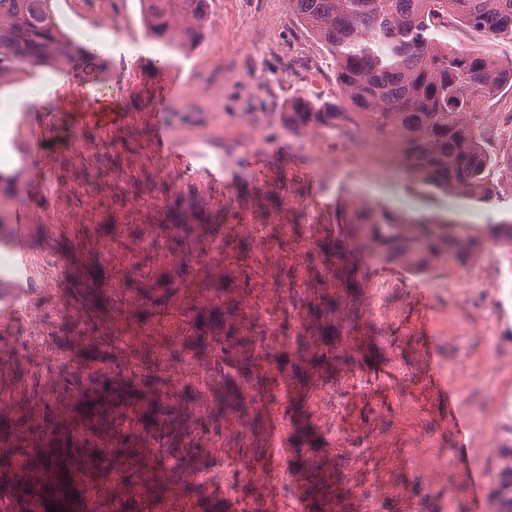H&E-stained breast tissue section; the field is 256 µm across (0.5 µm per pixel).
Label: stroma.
Returning a JSON list of instances; mask_svg holds the SVG:
<instances>
[{"label":"stroma","instance_id":"stroma-1","mask_svg":"<svg viewBox=\"0 0 512 512\" xmlns=\"http://www.w3.org/2000/svg\"><path fill=\"white\" fill-rule=\"evenodd\" d=\"M53 9L76 43L98 30L135 51L99 57L101 93L122 112L119 123L88 121L95 99L72 80L48 97L43 187L14 198L32 226L30 297L17 327L0 334V442L27 475L0 468V512H28V481L41 457L67 449L86 461L77 484L123 499L127 512H152L161 500L178 512H224L230 498L254 512H284L266 484L274 414L292 449L288 468L309 488V512H356L360 503L370 512H471L475 476L484 481L485 512H496L503 448L512 444V277L468 289L455 287L454 261L421 274L371 266L360 275L355 332L314 335L310 325L334 320L315 310L335 297L336 282L307 262L305 248L335 223L342 202L363 198L390 210L411 200L407 216L446 220L486 238L492 251L489 224L472 216L512 219V186H501L499 200L469 199L452 210L448 196L409 176L373 138L341 143L288 132L282 114L294 98L341 95L326 48L286 0H211L210 11L224 13V37L205 35L186 57L151 44L140 0H55ZM440 38L512 59L511 41L454 21ZM309 57L323 64L313 77ZM167 66L180 67L187 84L167 109L171 130L202 165L233 173L224 201L235 220L213 207L198 173L153 154ZM245 156L254 167H239ZM284 222L292 227L287 247L253 233ZM214 224L223 225L222 240L210 237ZM228 243L248 248L233 288L224 268L200 271L201 259ZM420 292L432 307L440 376L472 425L464 449L427 377ZM262 315L278 320L289 344L264 337ZM264 343L281 373L296 343L356 351L293 381L287 394L260 377L250 395L227 403L225 386L241 383L244 362H256ZM355 377L360 387H352ZM115 383L127 385L125 400L106 416L85 415L82 400ZM238 461L249 470L228 496L224 470Z\"/></svg>","mask_w":512,"mask_h":512}]
</instances>
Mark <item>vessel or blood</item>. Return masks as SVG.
Wrapping results in <instances>:
<instances>
[{
    "mask_svg": "<svg viewBox=\"0 0 512 512\" xmlns=\"http://www.w3.org/2000/svg\"><path fill=\"white\" fill-rule=\"evenodd\" d=\"M186 82L180 69L171 67L164 71V95L155 102L156 108H163L167 98L183 94ZM47 115L43 112H23L19 115L15 129L0 134V151L8 150L19 160V175L11 172L0 173V179L13 181L16 189L28 187L24 171L33 169L43 152ZM153 141L159 159L177 160L180 167L192 168L195 153L182 149L168 127L162 123L153 126ZM206 189L216 208L224 206L223 170H204ZM29 225L5 224L0 226V249L12 252L17 262L7 286L8 294L0 298V324L12 325L17 319L23 301L29 290L28 257L30 253ZM84 466L82 457L74 452L46 455L42 464V475L32 485V512H48L56 507L57 512H123L124 505L118 499H104L81 493H73L76 475Z\"/></svg>",
    "mask_w": 512,
    "mask_h": 512,
    "instance_id": "obj_1",
    "label": "vessel or blood"
}]
</instances>
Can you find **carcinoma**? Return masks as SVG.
Here are the masks:
<instances>
[{
	"label": "carcinoma",
	"instance_id": "1",
	"mask_svg": "<svg viewBox=\"0 0 512 512\" xmlns=\"http://www.w3.org/2000/svg\"><path fill=\"white\" fill-rule=\"evenodd\" d=\"M323 42L339 83L338 102L297 98L283 115L292 134L335 132L362 123L390 144L403 169L441 192L477 202L499 198L512 181V154L494 152L497 135L484 104L512 91V60L448 46L433 18L512 40V0H288ZM206 0H149V37L187 54L204 37ZM53 68L87 84L99 55L76 46L54 19L53 0H0V90L20 73ZM484 239L435 217L406 220L364 199L336 213V237L317 239L306 259L320 260L336 279V307L354 308L363 266L402 265L425 272L439 259L464 263ZM497 512H512V467L499 475Z\"/></svg>",
	"mask_w": 512,
	"mask_h": 512
}]
</instances>
